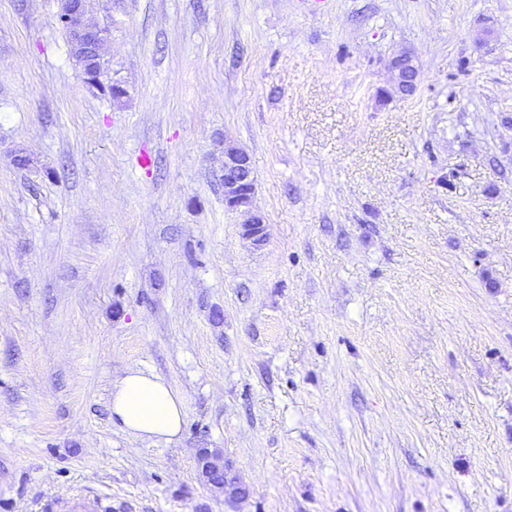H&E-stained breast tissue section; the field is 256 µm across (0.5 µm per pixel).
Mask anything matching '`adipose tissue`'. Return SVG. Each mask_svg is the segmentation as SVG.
Returning <instances> with one entry per match:
<instances>
[{
    "instance_id": "adipose-tissue-1",
    "label": "adipose tissue",
    "mask_w": 512,
    "mask_h": 512,
    "mask_svg": "<svg viewBox=\"0 0 512 512\" xmlns=\"http://www.w3.org/2000/svg\"><path fill=\"white\" fill-rule=\"evenodd\" d=\"M110 409L123 431L139 440L173 441L185 419L183 401L173 388L139 368L115 379Z\"/></svg>"
}]
</instances>
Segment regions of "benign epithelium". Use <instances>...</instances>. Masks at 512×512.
Returning <instances> with one entry per match:
<instances>
[{"mask_svg": "<svg viewBox=\"0 0 512 512\" xmlns=\"http://www.w3.org/2000/svg\"><path fill=\"white\" fill-rule=\"evenodd\" d=\"M82 0H61L58 17L73 30L76 41L84 49L91 47L93 41L103 33L98 28L88 30L81 25L80 3ZM389 67L397 73L398 87L403 95L415 86L417 69L411 58L402 53L393 57ZM224 205L227 209L242 217V235L260 245L266 240V221L263 216L251 209V200L255 193V176L246 153L230 146L224 147Z\"/></svg>", "mask_w": 512, "mask_h": 512, "instance_id": "benign-epithelium-1", "label": "benign epithelium"}]
</instances>
